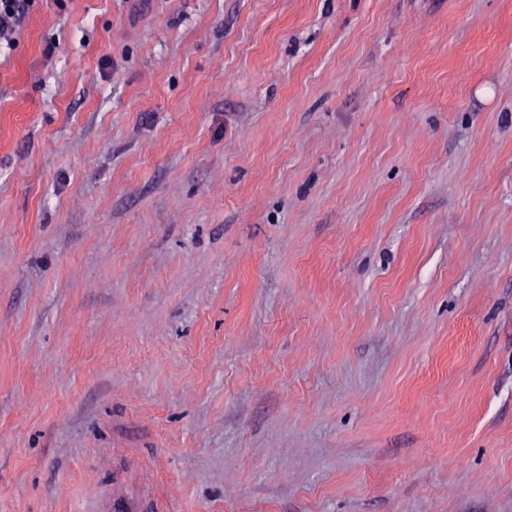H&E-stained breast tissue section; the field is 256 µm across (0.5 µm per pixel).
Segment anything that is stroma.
<instances>
[{
  "label": "stroma",
  "mask_w": 512,
  "mask_h": 512,
  "mask_svg": "<svg viewBox=\"0 0 512 512\" xmlns=\"http://www.w3.org/2000/svg\"><path fill=\"white\" fill-rule=\"evenodd\" d=\"M0 512H512V0H41Z\"/></svg>",
  "instance_id": "1"
}]
</instances>
